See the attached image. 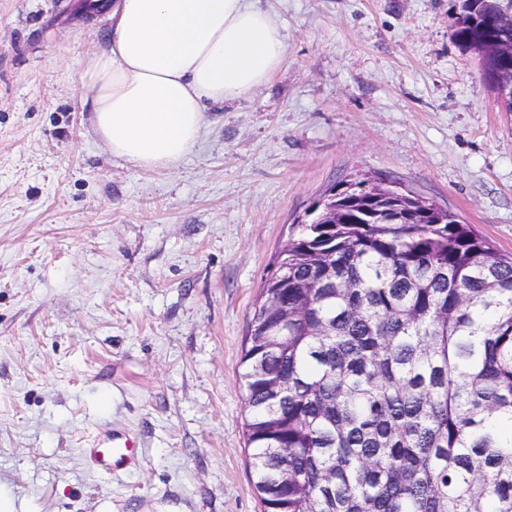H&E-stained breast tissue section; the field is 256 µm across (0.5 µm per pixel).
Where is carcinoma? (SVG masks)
<instances>
[{
  "label": "carcinoma",
  "mask_w": 512,
  "mask_h": 512,
  "mask_svg": "<svg viewBox=\"0 0 512 512\" xmlns=\"http://www.w3.org/2000/svg\"><path fill=\"white\" fill-rule=\"evenodd\" d=\"M501 0L455 43L497 59ZM380 181L288 238L241 360L263 512H512V257L432 202L371 224ZM288 301V330L280 305Z\"/></svg>",
  "instance_id": "cac0c4a2"
}]
</instances>
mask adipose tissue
<instances>
[{
  "label": "adipose tissue",
  "instance_id": "1",
  "mask_svg": "<svg viewBox=\"0 0 512 512\" xmlns=\"http://www.w3.org/2000/svg\"><path fill=\"white\" fill-rule=\"evenodd\" d=\"M83 76L91 125L114 155L166 168L198 144L207 104L243 98L284 60L260 0H118Z\"/></svg>",
  "mask_w": 512,
  "mask_h": 512
}]
</instances>
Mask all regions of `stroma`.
<instances>
[{"label": "stroma", "instance_id": "1", "mask_svg": "<svg viewBox=\"0 0 512 512\" xmlns=\"http://www.w3.org/2000/svg\"><path fill=\"white\" fill-rule=\"evenodd\" d=\"M113 0H0V490L25 512H261L241 358L290 226L385 180L512 253V113L459 0H261L286 55L178 165L94 132ZM133 435L115 476L84 453Z\"/></svg>", "mask_w": 512, "mask_h": 512}]
</instances>
